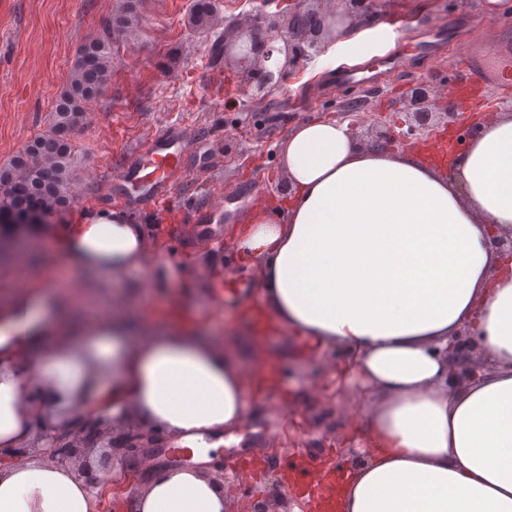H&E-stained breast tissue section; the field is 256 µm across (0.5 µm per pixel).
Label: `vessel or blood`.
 Returning a JSON list of instances; mask_svg holds the SVG:
<instances>
[{
	"mask_svg": "<svg viewBox=\"0 0 512 512\" xmlns=\"http://www.w3.org/2000/svg\"><path fill=\"white\" fill-rule=\"evenodd\" d=\"M461 73L488 88L512 86V67L493 57L474 51L462 55ZM183 141L178 127L169 126L145 141L134 161L121 170L120 185L137 188L135 203L151 205L163 202L170 185L181 174Z\"/></svg>",
	"mask_w": 512,
	"mask_h": 512,
	"instance_id": "obj_1",
	"label": "vessel or blood"
}]
</instances>
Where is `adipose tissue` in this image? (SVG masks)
<instances>
[{"instance_id": "adipose-tissue-1", "label": "adipose tissue", "mask_w": 512, "mask_h": 512, "mask_svg": "<svg viewBox=\"0 0 512 512\" xmlns=\"http://www.w3.org/2000/svg\"><path fill=\"white\" fill-rule=\"evenodd\" d=\"M281 160L280 202L255 204L232 239L259 262L268 316L355 352L379 393L340 512H512V262L491 243L512 234V113L482 122L451 179L414 153L366 147L331 118L300 124ZM41 232L86 273L117 278L153 260L142 225L119 209ZM59 291L53 276L0 301V448L31 442L39 417L72 427L132 416L193 457L144 461L132 512H227L206 465L224 431L248 420L242 361L262 366V347L228 350L198 328L129 317L119 295L79 323ZM464 328L486 369L452 386L446 350ZM99 510L97 489L46 454L0 467V512Z\"/></svg>"}]
</instances>
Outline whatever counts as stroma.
I'll return each mask as SVG.
<instances>
[{"label":"stroma","instance_id":"stroma-1","mask_svg":"<svg viewBox=\"0 0 512 512\" xmlns=\"http://www.w3.org/2000/svg\"><path fill=\"white\" fill-rule=\"evenodd\" d=\"M194 0H146L113 51L103 95L84 105L72 142L80 163L74 173L71 211L110 206L141 224L158 264L127 273L115 283L87 280L101 303L116 289L133 291L143 275L160 287L141 301V314H163L179 300L185 314L214 337L244 346L254 336L245 310L261 296L258 264L235 249L229 229L258 201L276 202L285 174L279 150L300 123L343 119L357 87L339 82L345 66L369 72L373 89L363 110L400 117L406 89L422 80L445 95L456 81L454 55L469 46L512 57V25L498 20L488 0H375V16L400 26L404 37L378 46L369 59L334 51L322 36L321 51L286 73L262 102L252 101L225 61L226 27L261 12L280 20L289 0H220L216 14L193 22ZM120 0H0V166L52 123L53 104L85 39L99 35ZM176 125L185 148L183 173L162 207H133L114 180L138 147L161 127ZM262 341L278 363L276 382L250 403L237 442L211 468L228 490L229 508L242 501L267 512L305 505L318 475L344 483L361 457L355 404L361 380L349 377L345 347L318 345L286 330L264 332Z\"/></svg>","mask_w":512,"mask_h":512}]
</instances>
